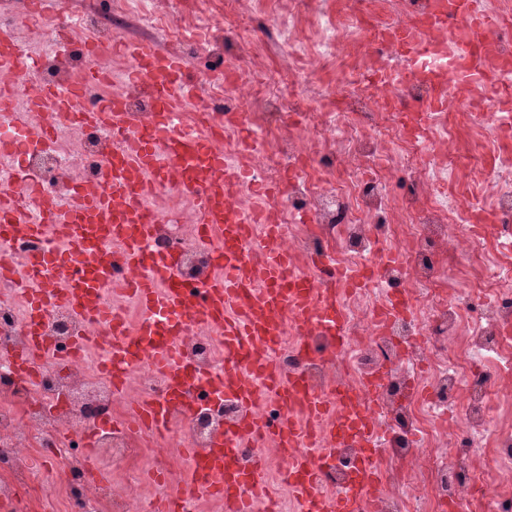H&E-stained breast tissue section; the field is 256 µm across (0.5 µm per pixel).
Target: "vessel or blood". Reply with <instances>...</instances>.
Returning <instances> with one entry per match:
<instances>
[{"instance_id":"obj_1","label":"vessel or blood","mask_w":512,"mask_h":512,"mask_svg":"<svg viewBox=\"0 0 512 512\" xmlns=\"http://www.w3.org/2000/svg\"><path fill=\"white\" fill-rule=\"evenodd\" d=\"M477 2L435 0L431 16L395 40L418 58L429 51L430 28L449 29L459 17H468L467 36L454 43L458 57L476 69L477 47L497 30L491 15L477 12ZM120 49L134 63L130 77L142 88L146 111H131L118 93L97 107H86L83 84L64 90L46 86L27 101L28 111L47 118L79 129L111 131L103 143L101 169L111 184L110 193L100 194L88 184L61 199L35 182L21 199L10 182L0 178V238L20 237L40 245L37 252L18 260L0 257V274L31 289L26 299L31 333L17 354L23 375L27 381L36 380L33 363L49 346L39 324L52 308H67L78 321L97 325L98 336L109 343L112 362L131 366L145 350H152L163 387L133 403L128 421L166 432L175 415L184 413L188 379L198 373L179 349L180 319L191 314L223 339L219 390L238 403L240 417L238 430L217 434L210 447L185 446L186 487L223 502L224 512H267L263 457L254 455L245 465L232 461L249 437L262 434L288 459V485L297 512H351L354 502L368 500L381 483L372 462L379 445L373 421L357 395L340 393L335 402H327L303 388L300 376L281 375L264 353L290 320L304 329L325 331L332 337V347L343 344L339 328L344 314L337 286L341 275L329 272L324 287H317L279 247V227L267 223L264 210L247 217L231 210L226 198L237 188L242 172L225 165L217 146L225 124H209L204 135L193 137L175 129L177 117L186 112L199 86L182 55L143 41L122 43ZM0 68L25 77L38 70L37 62L21 53L15 28L0 29ZM174 183L196 199L194 242L213 258L202 275L206 288L199 296L185 288L176 253L143 250L145 242L159 233L151 215L152 199ZM253 237L259 240L258 260L243 250ZM109 287L133 295L139 309L134 326L115 322L100 305L99 295ZM98 336H76L74 346L92 347ZM351 440L363 450L357 479L340 494H321L307 448L319 445L331 452Z\"/></svg>"}]
</instances>
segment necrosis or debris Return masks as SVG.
<instances>
[{
  "label": "necrosis or debris",
  "instance_id": "necrosis-or-debris-1",
  "mask_svg": "<svg viewBox=\"0 0 512 512\" xmlns=\"http://www.w3.org/2000/svg\"><path fill=\"white\" fill-rule=\"evenodd\" d=\"M430 0H394L389 25L404 30ZM500 32L479 50L483 64L512 76V0H482ZM260 22L277 14L264 39L225 48L216 37L229 14ZM136 14L156 21L172 48L210 47L208 71L218 84L196 100L199 109L247 113L252 127L249 155L225 134L224 161L245 165L248 177L232 197L236 210L257 204L273 208L280 244L299 266L326 253L337 270L368 272L366 288L342 290L348 342L332 350L327 337L305 335L298 325L276 336L273 357L286 374L303 376L309 388L332 399L345 386L364 396L378 429L374 458L383 484L363 512H447L463 503L469 512H512V153L493 166L476 162L480 146H496L512 133V111L490 103L482 83H463L461 63L446 31L430 29L438 64L436 79L447 100L428 108L432 82L412 73V62L393 46L375 52L360 18L384 29L372 0H224L200 16L174 9L172 0H112L108 13L69 23L73 42L99 27L117 40L113 17ZM277 55V70L266 60ZM335 69L336 83L324 75ZM420 108L422 130L407 133L403 109ZM304 117L283 121L287 112ZM22 147L25 174L13 175L18 194L35 179L64 197L98 179L100 134L62 129L45 140L29 125H0V138ZM407 190L392 192L395 180ZM287 183L282 196L268 188ZM189 204L173 187L154 204L163 233L147 251L177 252L189 286H197L211 258L182 234L179 216ZM312 220L300 223L297 215ZM408 310L392 322L378 316L391 291ZM22 304L0 280V512H17L31 496L29 473L38 466L61 468L63 495L46 494L44 512H152L158 502L171 512H211L212 501L177 495L149 481L171 472L181 444L208 447L214 435L236 425L239 407L229 399L201 400L187 425H174L166 447L152 433L120 424L122 410L161 379L152 352L125 370V388L114 387L104 370L106 347L71 357L65 368L53 359L37 363V385L21 379L13 357L26 343ZM308 343L302 353L299 343ZM181 353L207 374L221 373L224 351L217 335L193 321L182 325ZM380 375L375 390L368 377ZM205 378L200 389H209ZM267 461L270 512H289L294 501L282 479L285 462L274 443L256 441ZM359 448L318 457L317 484L338 493L352 480ZM107 456L115 476L92 482L89 459Z\"/></svg>",
  "mask_w": 512,
  "mask_h": 512
}]
</instances>
